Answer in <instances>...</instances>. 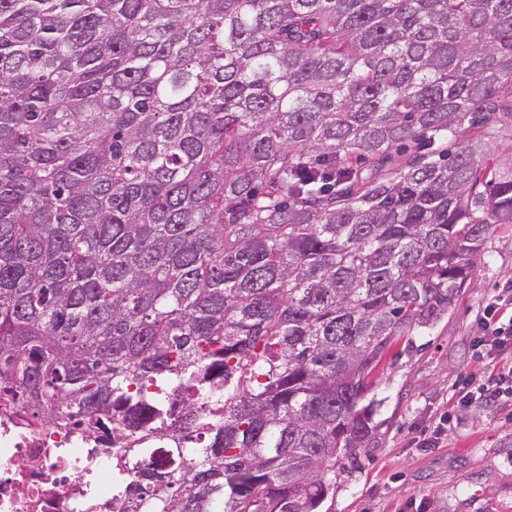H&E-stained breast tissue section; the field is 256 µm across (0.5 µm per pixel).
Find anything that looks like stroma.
<instances>
[{"label": "stroma", "mask_w": 512, "mask_h": 512, "mask_svg": "<svg viewBox=\"0 0 512 512\" xmlns=\"http://www.w3.org/2000/svg\"><path fill=\"white\" fill-rule=\"evenodd\" d=\"M512 289V224L494 225L471 284L432 328L394 337L372 376L375 432L337 473L321 512H512V401L475 405L440 447H420L485 361L474 348L493 296Z\"/></svg>", "instance_id": "1"}]
</instances>
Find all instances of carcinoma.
I'll return each mask as SVG.
<instances>
[{
    "label": "carcinoma",
    "instance_id": "carcinoma-1",
    "mask_svg": "<svg viewBox=\"0 0 512 512\" xmlns=\"http://www.w3.org/2000/svg\"><path fill=\"white\" fill-rule=\"evenodd\" d=\"M501 143L512 0H0V404L125 449L112 512H318Z\"/></svg>",
    "mask_w": 512,
    "mask_h": 512
}]
</instances>
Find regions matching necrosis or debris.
Segmentation results:
<instances>
[{"mask_svg":"<svg viewBox=\"0 0 512 512\" xmlns=\"http://www.w3.org/2000/svg\"><path fill=\"white\" fill-rule=\"evenodd\" d=\"M118 487L111 454L90 457L83 438L24 403L0 413V512H112Z\"/></svg>","mask_w":512,"mask_h":512,"instance_id":"4bbe7bcc","label":"necrosis or debris"}]
</instances>
